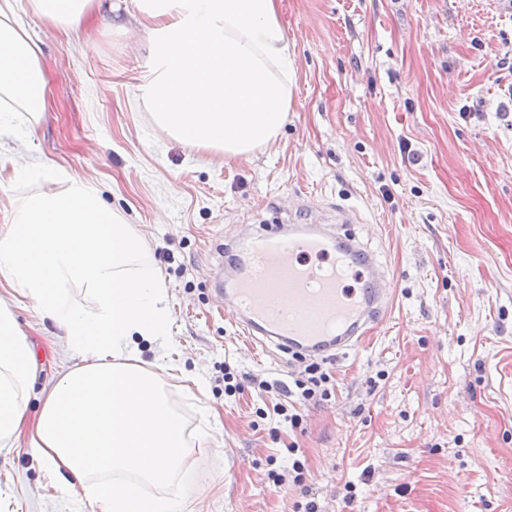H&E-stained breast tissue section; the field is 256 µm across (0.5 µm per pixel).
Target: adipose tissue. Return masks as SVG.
Returning a JSON list of instances; mask_svg holds the SVG:
<instances>
[{
	"instance_id": "1",
	"label": "adipose tissue",
	"mask_w": 512,
	"mask_h": 512,
	"mask_svg": "<svg viewBox=\"0 0 512 512\" xmlns=\"http://www.w3.org/2000/svg\"><path fill=\"white\" fill-rule=\"evenodd\" d=\"M136 2L125 18L113 0H0V99L30 118L46 107L44 66L22 15L51 33L109 10L113 30L148 46L133 92L158 129L225 162L278 141L296 89L278 0ZM68 182L27 198L0 227V448L26 444L60 495L88 512H196L193 494L143 491L170 485L210 438L205 429L188 437L164 378L133 361L134 338L162 345L171 336L164 282L130 273L142 240L92 177ZM71 283L89 307L68 302ZM28 304L78 358L44 386L32 417L37 356L14 314Z\"/></svg>"
}]
</instances>
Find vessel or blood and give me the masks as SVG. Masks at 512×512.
Returning a JSON list of instances; mask_svg holds the SVG:
<instances>
[{
    "mask_svg": "<svg viewBox=\"0 0 512 512\" xmlns=\"http://www.w3.org/2000/svg\"><path fill=\"white\" fill-rule=\"evenodd\" d=\"M238 252L232 295L246 335L260 331L302 354L335 355L360 343L389 308L386 277L355 236L264 226ZM353 273L360 285L346 287Z\"/></svg>",
    "mask_w": 512,
    "mask_h": 512,
    "instance_id": "obj_1",
    "label": "vessel or blood"
}]
</instances>
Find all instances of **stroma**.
<instances>
[{"label": "stroma", "mask_w": 512, "mask_h": 512, "mask_svg": "<svg viewBox=\"0 0 512 512\" xmlns=\"http://www.w3.org/2000/svg\"><path fill=\"white\" fill-rule=\"evenodd\" d=\"M280 15L297 64L288 123L231 164L153 126L133 95L146 52L109 22L45 39L24 18L49 94L20 138L52 172L0 182V226L76 172L134 226V267L161 274L172 320L168 350L138 341V362L199 379L168 391L188 431L212 436L179 477L202 485L200 512H512V0H280ZM304 200L312 219L356 214L347 230L393 297L362 344L315 361L244 343L225 293L237 242ZM16 317L48 379L60 329L30 308ZM313 362L330 395L300 404L294 428L272 408ZM228 368L249 378L240 394L224 393ZM0 488V512H83L23 448L0 453Z\"/></svg>", "instance_id": "obj_1"}]
</instances>
